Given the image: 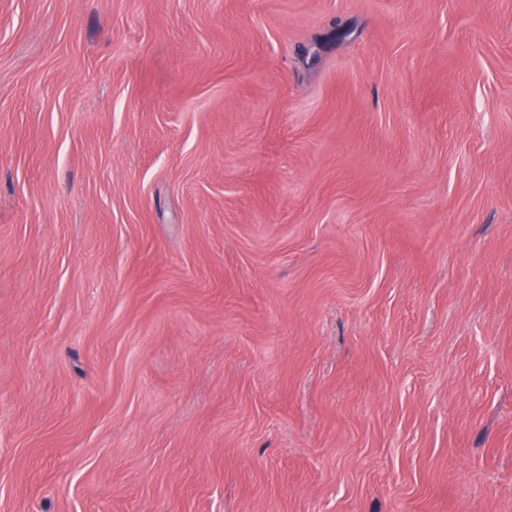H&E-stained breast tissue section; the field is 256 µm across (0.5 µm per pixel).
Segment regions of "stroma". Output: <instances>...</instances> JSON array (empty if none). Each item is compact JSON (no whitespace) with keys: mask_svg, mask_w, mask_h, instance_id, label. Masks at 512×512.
Listing matches in <instances>:
<instances>
[{"mask_svg":"<svg viewBox=\"0 0 512 512\" xmlns=\"http://www.w3.org/2000/svg\"><path fill=\"white\" fill-rule=\"evenodd\" d=\"M0 512H512V0H0Z\"/></svg>","mask_w":512,"mask_h":512,"instance_id":"35a3bbf8","label":"stroma"}]
</instances>
